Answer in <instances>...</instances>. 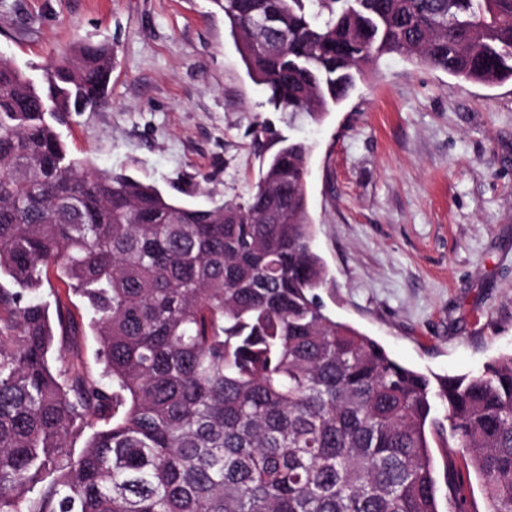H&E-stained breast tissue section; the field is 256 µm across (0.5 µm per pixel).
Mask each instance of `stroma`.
I'll return each mask as SVG.
<instances>
[{
    "instance_id": "stroma-1",
    "label": "stroma",
    "mask_w": 512,
    "mask_h": 512,
    "mask_svg": "<svg viewBox=\"0 0 512 512\" xmlns=\"http://www.w3.org/2000/svg\"><path fill=\"white\" fill-rule=\"evenodd\" d=\"M79 40L112 46L108 106L57 130L71 156L178 202L242 201L265 143L309 147L308 212L337 320L428 375L512 352V81L486 87L393 54L342 104L289 127L212 0H0V56L34 84Z\"/></svg>"
}]
</instances>
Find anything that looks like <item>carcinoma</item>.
I'll use <instances>...</instances> for the list:
<instances>
[{
  "label": "carcinoma",
  "instance_id": "obj_1",
  "mask_svg": "<svg viewBox=\"0 0 512 512\" xmlns=\"http://www.w3.org/2000/svg\"><path fill=\"white\" fill-rule=\"evenodd\" d=\"M213 2L290 125L385 54L512 80V0ZM114 64L80 41L37 87L0 56V512H439L445 429L488 512H512V353L429 376L336 320L301 142L209 208L70 157L53 122L106 105ZM51 268L90 318L97 374L58 340L76 326L42 297Z\"/></svg>",
  "mask_w": 512,
  "mask_h": 512
}]
</instances>
